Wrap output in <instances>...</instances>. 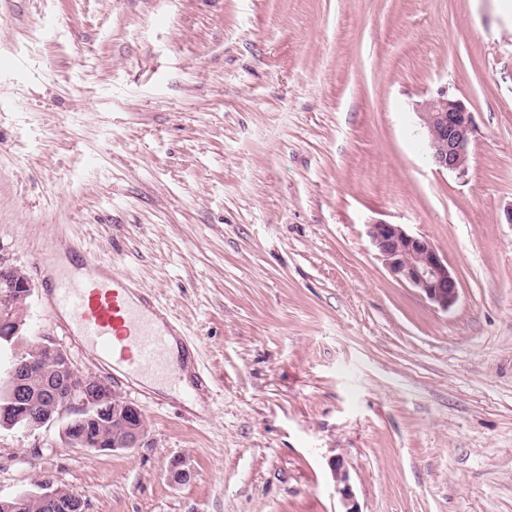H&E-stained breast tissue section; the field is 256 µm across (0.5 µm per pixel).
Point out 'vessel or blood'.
Wrapping results in <instances>:
<instances>
[{
	"label": "vessel or blood",
	"instance_id": "vessel-or-blood-1",
	"mask_svg": "<svg viewBox=\"0 0 512 512\" xmlns=\"http://www.w3.org/2000/svg\"><path fill=\"white\" fill-rule=\"evenodd\" d=\"M68 251L74 263L61 267L46 288V312L63 317L67 331L109 371L127 378L164 375L187 404H195L209 378L201 372L186 377L195 349L182 326L132 276L79 244Z\"/></svg>",
	"mask_w": 512,
	"mask_h": 512
}]
</instances>
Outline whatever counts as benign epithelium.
Returning a JSON list of instances; mask_svg holds the SVG:
<instances>
[{
    "mask_svg": "<svg viewBox=\"0 0 512 512\" xmlns=\"http://www.w3.org/2000/svg\"><path fill=\"white\" fill-rule=\"evenodd\" d=\"M421 126L426 133L433 165L439 170L465 172L468 146L474 132L472 112L466 104L446 91L417 105ZM367 235L389 272L401 283L415 289L438 308L446 311L459 298L458 281L448 267V260L425 236L414 235L400 224L377 221L368 225ZM33 284L19 267L10 265L0 275V335L15 348L23 336V303L32 294ZM48 352L53 365L38 380L17 368L7 372L4 384L8 403L0 406V427H21L35 431L63 417L65 442L90 451L137 448L147 432L142 411L122 398L111 386L93 376L77 371L67 352L50 344L28 352L36 359ZM87 417H99L106 424L118 425L119 442L104 437L88 441L78 431V423ZM333 478L346 507L345 512H359L342 461L333 464ZM35 512H86V502L73 490L55 485L30 496Z\"/></svg>",
    "mask_w": 512,
    "mask_h": 512,
    "instance_id": "obj_1",
    "label": "benign epithelium"
}]
</instances>
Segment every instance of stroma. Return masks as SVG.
Returning <instances> with one entry per match:
<instances>
[{
    "label": "stroma",
    "mask_w": 512,
    "mask_h": 512,
    "mask_svg": "<svg viewBox=\"0 0 512 512\" xmlns=\"http://www.w3.org/2000/svg\"><path fill=\"white\" fill-rule=\"evenodd\" d=\"M472 112L465 174L416 113ZM512 11L501 0H0V257L76 241L151 291L219 388L202 421L123 381L140 447L0 428V495L88 512H512ZM382 220L459 281L391 275ZM26 333L97 374L39 306ZM192 472L168 476L172 459ZM367 235L389 272L446 311L459 298L458 281L447 259L425 236L414 235L400 224H368ZM333 466V478L336 481L337 491L341 496L342 502L346 507L343 512H360L357 503L354 501V495L349 484V477L344 464L341 460L335 461ZM35 512H86V502L73 490L56 484L30 496Z\"/></svg>",
    "instance_id": "stroma-1"
}]
</instances>
